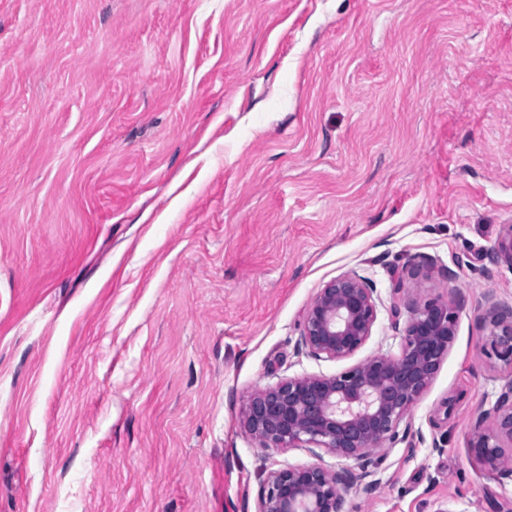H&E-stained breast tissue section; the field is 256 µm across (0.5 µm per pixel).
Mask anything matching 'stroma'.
Returning a JSON list of instances; mask_svg holds the SVG:
<instances>
[{
  "instance_id": "35a3bbf8",
  "label": "stroma",
  "mask_w": 512,
  "mask_h": 512,
  "mask_svg": "<svg viewBox=\"0 0 512 512\" xmlns=\"http://www.w3.org/2000/svg\"><path fill=\"white\" fill-rule=\"evenodd\" d=\"M512 0H0V512H256V389L329 280L460 298L457 337L348 512H512L467 443L505 380ZM460 257L454 283L440 275ZM440 441L442 452L432 449Z\"/></svg>"
}]
</instances>
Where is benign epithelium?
I'll use <instances>...</instances> for the list:
<instances>
[{"instance_id":"1","label":"benign epithelium","mask_w":512,"mask_h":512,"mask_svg":"<svg viewBox=\"0 0 512 512\" xmlns=\"http://www.w3.org/2000/svg\"><path fill=\"white\" fill-rule=\"evenodd\" d=\"M494 263L512 266V225L491 251ZM408 260L392 282L398 351L377 353L333 374L288 376L252 392L242 427L263 450H322L346 465L284 467L267 474L258 512H346L347 496L370 494L384 455L408 439L411 412L433 383L457 334L458 306L434 295L422 303L403 295V278L415 276ZM484 328L492 353L507 369L508 391L479 414L468 442L473 459L490 474L512 477V305L487 299ZM381 305L377 289L356 271L328 281L309 304L297 348L321 360L354 357L370 340Z\"/></svg>"}]
</instances>
